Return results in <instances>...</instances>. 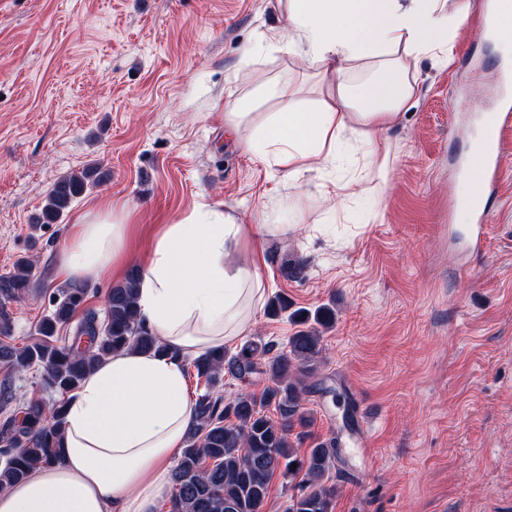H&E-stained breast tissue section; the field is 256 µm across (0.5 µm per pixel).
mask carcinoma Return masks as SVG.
Segmentation results:
<instances>
[{"instance_id": "carcinoma-1", "label": "carcinoma", "mask_w": 512, "mask_h": 512, "mask_svg": "<svg viewBox=\"0 0 512 512\" xmlns=\"http://www.w3.org/2000/svg\"><path fill=\"white\" fill-rule=\"evenodd\" d=\"M102 178L97 166L58 177L37 223H55L74 198ZM31 269L30 261L22 258L12 271L0 275L1 363L16 371L41 366L44 387L64 395L76 389L97 362L119 350L160 349L136 305L135 270L107 293L103 321L89 310L73 322L88 288L68 283L58 290L50 313L39 321L36 338L21 347L8 342L13 333L9 304L29 294ZM286 311L297 330L280 350L259 337L245 341L233 353L219 348L192 361L206 390L196 398L195 423L172 471L171 512H264L276 475L295 489L286 512H332L336 489L328 481L340 462L338 439L324 438L300 454L294 441L302 433L293 430L308 420L304 407L308 382L320 371L323 331L335 323L336 311L323 304L313 311L290 312L281 299L268 305L273 316ZM72 323V340L60 342V329ZM226 375L248 384L263 375L267 385L258 395L241 392L226 398L213 392ZM270 407L272 416L267 412ZM62 421L59 399L50 406L32 401L0 417V489L24 480L37 465L59 461Z\"/></svg>"}]
</instances>
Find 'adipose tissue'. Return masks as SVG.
<instances>
[{
  "mask_svg": "<svg viewBox=\"0 0 512 512\" xmlns=\"http://www.w3.org/2000/svg\"><path fill=\"white\" fill-rule=\"evenodd\" d=\"M286 31L257 51L299 58L327 79L314 110L290 84L256 72L251 91L224 104V124L260 162L295 180L352 168L385 175L395 156L388 136L417 102L420 57L443 51L467 21L448 0H278ZM275 101L257 111L260 99ZM284 224H243L204 205L160 225L131 260L125 209L80 215L60 248L64 279L96 281L136 262L137 304L167 355L122 351L99 363L64 397L60 464L38 467L0 490V512H155L195 414L186 360L252 329L266 295L260 273L268 236Z\"/></svg>",
  "mask_w": 512,
  "mask_h": 512,
  "instance_id": "obj_1",
  "label": "adipose tissue"
}]
</instances>
